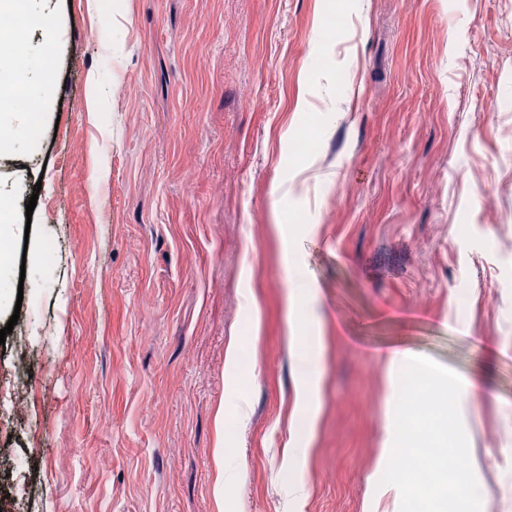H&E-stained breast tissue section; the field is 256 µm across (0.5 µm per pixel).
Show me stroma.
<instances>
[{
	"instance_id": "35a3bbf8",
	"label": "stroma",
	"mask_w": 512,
	"mask_h": 512,
	"mask_svg": "<svg viewBox=\"0 0 512 512\" xmlns=\"http://www.w3.org/2000/svg\"><path fill=\"white\" fill-rule=\"evenodd\" d=\"M54 8L60 32L27 54L50 105L25 162L0 161L30 228L14 257L41 251L0 310V512H409L464 457L480 494L456 512H512V108L485 107L512 97V0ZM302 88L348 109L296 111ZM292 124L314 155L282 141ZM309 165L323 180L283 197ZM292 259L312 288L296 343L326 338L294 457ZM233 341L251 355L235 373ZM392 349L451 377L444 472L398 501L374 473ZM456 377L475 382L462 428Z\"/></svg>"
}]
</instances>
